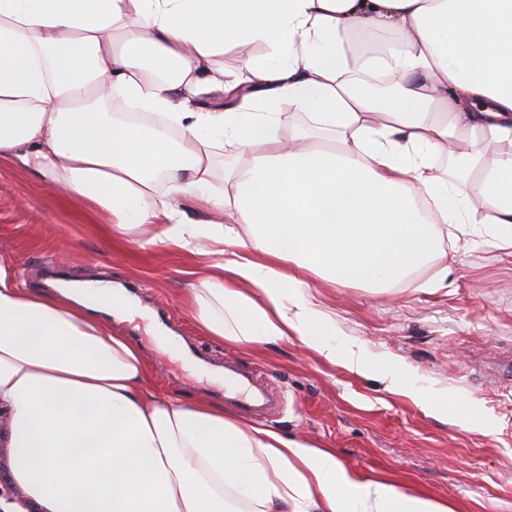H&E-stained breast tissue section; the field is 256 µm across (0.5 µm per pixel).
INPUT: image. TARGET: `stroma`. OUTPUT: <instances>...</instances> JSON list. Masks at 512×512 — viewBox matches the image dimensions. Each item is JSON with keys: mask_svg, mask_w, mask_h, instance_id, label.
Segmentation results:
<instances>
[{"mask_svg": "<svg viewBox=\"0 0 512 512\" xmlns=\"http://www.w3.org/2000/svg\"><path fill=\"white\" fill-rule=\"evenodd\" d=\"M105 224L104 215L61 200L43 176L0 161V249L11 252L20 287L45 289L51 268L126 285L188 354L179 359L145 330L123 325L160 392L250 419L241 391L212 377L236 366L278 395L272 429L334 448L354 479L392 476L398 490L427 491L451 512H512V257L495 247L487 226L473 225L449 253L445 288L412 282L383 292L312 279L311 301L336 326L330 360L297 340L250 351L200 335L183 299L211 257L136 250L109 240ZM350 343L369 359L365 370L347 363ZM395 365L412 371L399 390L381 373ZM427 391L446 398L447 412L420 402Z\"/></svg>", "mask_w": 512, "mask_h": 512, "instance_id": "obj_1", "label": "stroma"}]
</instances>
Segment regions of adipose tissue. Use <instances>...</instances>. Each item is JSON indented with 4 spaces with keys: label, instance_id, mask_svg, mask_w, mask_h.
Masks as SVG:
<instances>
[{
    "label": "adipose tissue",
    "instance_id": "adipose-tissue-1",
    "mask_svg": "<svg viewBox=\"0 0 512 512\" xmlns=\"http://www.w3.org/2000/svg\"><path fill=\"white\" fill-rule=\"evenodd\" d=\"M374 32L382 54L354 58L350 36ZM229 45L273 62L225 69ZM382 80L395 94L378 100ZM504 141L512 0H0V159L108 213L112 239L214 256L184 308L221 342L335 359L310 279L445 287L439 227L467 236L476 214L512 256V153L483 160ZM451 147L478 199L435 174ZM220 149L248 161L217 192ZM183 198L217 221L186 222ZM144 316L119 288H20L0 255V512H447L352 481L306 436L159 393L117 327Z\"/></svg>",
    "mask_w": 512,
    "mask_h": 512
}]
</instances>
